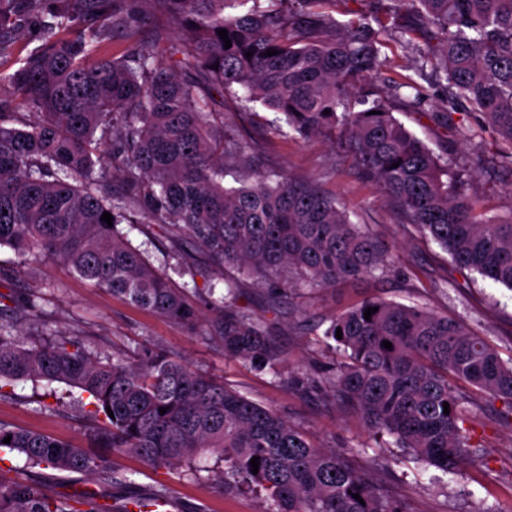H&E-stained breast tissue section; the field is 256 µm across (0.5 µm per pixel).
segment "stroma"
I'll return each mask as SVG.
<instances>
[{
	"instance_id": "obj_1",
	"label": "stroma",
	"mask_w": 512,
	"mask_h": 512,
	"mask_svg": "<svg viewBox=\"0 0 512 512\" xmlns=\"http://www.w3.org/2000/svg\"><path fill=\"white\" fill-rule=\"evenodd\" d=\"M327 9L343 26L363 15L378 17L385 27L394 23L382 0H329ZM381 55L385 66L371 80L374 90L384 93L390 82L410 79L429 95L428 112H418L407 104L413 90L402 89L400 99L392 103L395 116L435 152L466 156V149L451 143L434 120V113L448 111L449 106L439 85L417 70L413 53L389 41ZM224 122L256 149L258 163L255 171L246 172V180H254L260 172L312 181L336 196L354 222L366 225L395 249V264L385 276L302 291L295 300V311L278 313L272 334L282 371L311 373L335 363L337 355L324 338V329L333 315L370 296L418 303L458 318L493 344L502 359L512 358V291L459 269L436 242L402 223L379 185L363 173L337 138L330 134L300 138L282 114L262 108L253 115L232 100L224 103ZM502 149L494 131H486V162L473 170L471 189L489 215L505 218L512 215V172L494 164ZM121 230L133 245L144 250L160 273L185 289L189 304L201 316L195 328L179 326L106 289L93 287L65 265L47 258L29 261L7 247L0 248V293L41 289L47 299L50 327L66 335H81L87 345L103 353H180L194 369L275 409L300 428L312 444L356 452L357 466L370 471L406 504L408 512H468L474 498L499 507L501 512H512V424L502 421L479 391L470 393L474 407L467 426L490 448L488 466H466L454 477L419 466L401 449L376 444L351 412L300 397L271 373L225 359L220 344L202 337L204 320L211 314L204 276L175 270V261L169 256V236L159 225L125 224ZM79 396L77 389L60 382L21 381L11 386L8 397L0 398V421L81 445L91 420L76 407ZM120 464L130 478L127 484L109 486L69 474L59 479L56 489L76 496L92 492L100 503L111 504L163 483L170 488L176 512H261L263 508L262 500L253 494L221 488L224 459L217 454L204 456L194 470L183 466L170 472L156 471L133 457L121 458Z\"/></svg>"
}]
</instances>
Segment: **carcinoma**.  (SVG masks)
<instances>
[{"instance_id": "obj_1", "label": "carcinoma", "mask_w": 512, "mask_h": 512, "mask_svg": "<svg viewBox=\"0 0 512 512\" xmlns=\"http://www.w3.org/2000/svg\"><path fill=\"white\" fill-rule=\"evenodd\" d=\"M236 2L0 0V27L27 16L41 40L14 68L0 70V247L52 258L192 327L197 314L183 292L118 229L161 224L173 238L172 258L207 273L209 294L213 278L224 281L227 294L211 300L206 336L227 358L281 378L269 319L233 305L242 281L270 288L275 312L304 288L386 272L392 253L312 183L234 178L255 153L224 125L230 96L281 113L303 138L338 134L408 223L456 266L512 288V218L486 216L469 193L488 128L507 145L500 164L512 172V0H403V43L414 44L422 30L437 40L436 50L420 52V71L431 69L448 104L480 117L473 124L433 113L469 149L460 168L410 132L388 98L357 91L356 79L384 66L383 28L352 24L339 37L335 18L320 8L324 0L246 14L230 11ZM151 9L184 33L172 46L174 66L158 57L163 30L138 36ZM116 34L135 43L132 55L108 52ZM269 49L277 54L266 55ZM105 212L111 227L101 220ZM40 299L0 295V396L19 380L80 390L92 406L90 447L1 422L0 451L20 456L26 476L0 478V512H110L90 497L56 495L46 481L58 472L118 484L128 481L115 463L120 456L169 471L208 453L224 455V488L265 492L263 512H407L343 451L311 444L277 411L174 352L109 356L77 335L55 337ZM22 321L40 327L42 338L13 334ZM324 336L339 360L318 379L289 373L288 390L353 409L374 438L394 439L414 462L445 474L487 463L483 441L462 427L464 386L502 401L512 416V361L487 340L423 306L381 297L337 313Z\"/></svg>"}]
</instances>
